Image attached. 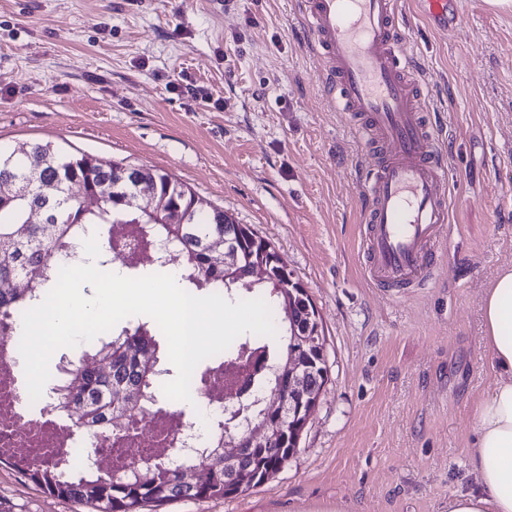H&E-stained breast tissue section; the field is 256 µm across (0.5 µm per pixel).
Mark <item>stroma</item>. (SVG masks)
<instances>
[{
  "label": "stroma",
  "mask_w": 512,
  "mask_h": 512,
  "mask_svg": "<svg viewBox=\"0 0 512 512\" xmlns=\"http://www.w3.org/2000/svg\"><path fill=\"white\" fill-rule=\"evenodd\" d=\"M412 19L442 127L449 223L433 283L364 275L360 177L376 158L332 110L296 0H0V149L51 144L168 173L275 247L320 315L328 381L270 479L162 512H448L472 488L473 402L494 376L482 297L512 266V13L460 0ZM0 512H92L0 464ZM458 0H415L414 13L433 30L458 29L463 18L458 10Z\"/></svg>",
  "instance_id": "stroma-1"
}]
</instances>
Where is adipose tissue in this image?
Instances as JSON below:
<instances>
[{
  "instance_id": "1",
  "label": "adipose tissue",
  "mask_w": 512,
  "mask_h": 512,
  "mask_svg": "<svg viewBox=\"0 0 512 512\" xmlns=\"http://www.w3.org/2000/svg\"><path fill=\"white\" fill-rule=\"evenodd\" d=\"M483 319L496 382L471 408L475 486L451 497L448 512H512V268L486 288Z\"/></svg>"
}]
</instances>
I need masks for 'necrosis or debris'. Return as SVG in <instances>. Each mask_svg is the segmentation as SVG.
Instances as JSON below:
<instances>
[{"instance_id": "obj_1", "label": "necrosis or debris", "mask_w": 512, "mask_h": 512, "mask_svg": "<svg viewBox=\"0 0 512 512\" xmlns=\"http://www.w3.org/2000/svg\"><path fill=\"white\" fill-rule=\"evenodd\" d=\"M13 324V317L0 318V457L24 468L38 466L75 478L89 471L109 476L159 462H178L182 443L203 447L209 422L224 415L225 393L237 388L227 379L224 365H216L194 393L204 416L195 430H180L176 413L157 406L140 410L121 429L96 431L86 439V453L79 454L71 435L58 424L47 397H40L38 415L20 413L19 404L28 392L18 368L20 352L12 335Z\"/></svg>"}]
</instances>
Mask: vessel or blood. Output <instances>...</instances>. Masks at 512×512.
Masks as SVG:
<instances>
[{
	"mask_svg": "<svg viewBox=\"0 0 512 512\" xmlns=\"http://www.w3.org/2000/svg\"><path fill=\"white\" fill-rule=\"evenodd\" d=\"M308 49L335 87L329 105L359 115L357 134L379 164L362 180L364 271L382 287L427 284L448 222L447 173L426 112V84L397 45L396 0H298ZM434 30L460 28L457 0H414Z\"/></svg>",
	"mask_w": 512,
	"mask_h": 512,
	"instance_id": "obj_1",
	"label": "vessel or blood"
}]
</instances>
